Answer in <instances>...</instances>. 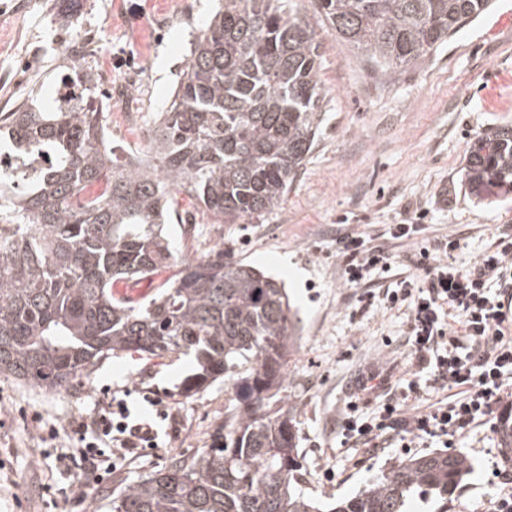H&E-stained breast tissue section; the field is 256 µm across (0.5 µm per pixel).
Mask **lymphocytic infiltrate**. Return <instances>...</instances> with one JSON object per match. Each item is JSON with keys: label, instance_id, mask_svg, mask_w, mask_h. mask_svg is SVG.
Wrapping results in <instances>:
<instances>
[{"label": "lymphocytic infiltrate", "instance_id": "lymphocytic-infiltrate-1", "mask_svg": "<svg viewBox=\"0 0 512 512\" xmlns=\"http://www.w3.org/2000/svg\"><path fill=\"white\" fill-rule=\"evenodd\" d=\"M424 232L421 224H394L381 244L363 233H343L337 238L341 278L346 286L363 288V305L379 299L387 308L406 309L412 366L460 395L415 412L406 397L393 396L381 405L377 419L345 417L341 434L356 448L381 447L387 432L405 448L421 437L455 444L512 395V226L503 225L494 248L466 267L453 256L458 240L433 242ZM396 243L407 248L403 260L409 274L375 294L368 285L391 271L390 247ZM71 433L72 446L56 464L78 470L82 485L72 494L80 501L85 486L109 481L128 455L157 448L159 437L154 423L132 417L123 399L107 401Z\"/></svg>", "mask_w": 512, "mask_h": 512}]
</instances>
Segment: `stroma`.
Segmentation results:
<instances>
[{
    "mask_svg": "<svg viewBox=\"0 0 512 512\" xmlns=\"http://www.w3.org/2000/svg\"><path fill=\"white\" fill-rule=\"evenodd\" d=\"M14 2L0 0V113L45 108L78 55L96 70L100 91L111 92L106 123L113 145L128 154L147 149L130 114L152 124L183 77L193 35L219 7V0H83L77 19L63 27L55 0H25L20 13ZM294 5L321 42L326 122L317 146L285 201L262 222L197 219L185 195L179 213L197 223L186 243L192 255L221 246L285 283L299 318L284 394L299 429L302 486L311 496L341 499L395 462L444 445L433 438L404 450L353 448L336 426L350 410L375 416L385 400L380 392L358 395L359 374L379 368L398 377L407 369L405 359L391 356L405 348L407 315L381 304L359 313L360 289L341 281L337 227L374 236L419 218L429 239L459 238L455 256L466 266L492 246L500 225H512V192L480 202L457 181L475 137L512 125V0H492L491 11L390 81L320 29L313 0ZM194 370L183 355L150 360L125 352L104 360L89 383L70 392L0 375V512H110L113 485L161 466L170 453L209 447L224 419V384L184 395L181 384ZM146 393L170 414L160 448L120 463L110 484L87 488L85 502L68 499L65 490L79 476L57 468L56 458L71 426L106 397L135 406ZM41 422L56 425L60 438H40ZM496 422L488 417L456 441L454 452L471 459L474 472L448 512H489L491 501L512 489L497 452ZM45 483L56 488L54 501L39 498Z\"/></svg>",
    "mask_w": 512,
    "mask_h": 512,
    "instance_id": "35a3bbf8",
    "label": "stroma"
}]
</instances>
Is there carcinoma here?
<instances>
[{
  "mask_svg": "<svg viewBox=\"0 0 512 512\" xmlns=\"http://www.w3.org/2000/svg\"><path fill=\"white\" fill-rule=\"evenodd\" d=\"M290 0H224L193 36L185 77L148 126L150 160L104 150L96 77L51 112L0 114V374L68 392L112 355L192 356L184 393L224 380L227 416L210 447L168 456L112 488L111 512H408L448 500L473 470L439 453L392 465L354 496L321 504L299 489L297 430L284 368L297 340L283 282L222 247L191 256L170 235L178 196L214 224L261 221L281 206L326 120L320 42ZM489 0H314L331 34L382 77L432 55ZM81 0H57L69 26ZM468 194L512 189V125L477 137L460 170ZM169 271L148 300L112 295ZM498 453L512 468V407Z\"/></svg>",
  "mask_w": 512,
  "mask_h": 512,
  "instance_id": "cac0c4a2",
  "label": "carcinoma"
}]
</instances>
